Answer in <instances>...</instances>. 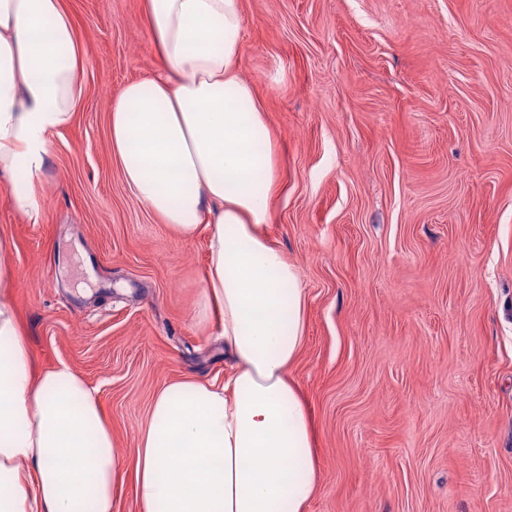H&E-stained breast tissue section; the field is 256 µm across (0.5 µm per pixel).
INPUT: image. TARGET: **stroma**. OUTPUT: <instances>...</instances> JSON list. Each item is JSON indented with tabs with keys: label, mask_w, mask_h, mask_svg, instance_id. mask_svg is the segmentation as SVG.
I'll return each mask as SVG.
<instances>
[{
	"label": "stroma",
	"mask_w": 512,
	"mask_h": 512,
	"mask_svg": "<svg viewBox=\"0 0 512 512\" xmlns=\"http://www.w3.org/2000/svg\"><path fill=\"white\" fill-rule=\"evenodd\" d=\"M81 97L40 211L0 181L14 300L38 368L97 389L123 461L155 394L223 382L194 320L209 229L182 239L126 187L109 113L156 71L143 0H63ZM284 186L267 226L307 295L289 369L318 486L305 512H512V0H243Z\"/></svg>",
	"instance_id": "1"
}]
</instances>
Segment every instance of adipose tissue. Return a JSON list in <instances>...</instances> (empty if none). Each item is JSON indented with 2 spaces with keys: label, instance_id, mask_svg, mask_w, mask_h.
Returning a JSON list of instances; mask_svg holds the SVG:
<instances>
[{
  "label": "adipose tissue",
  "instance_id": "adipose-tissue-1",
  "mask_svg": "<svg viewBox=\"0 0 512 512\" xmlns=\"http://www.w3.org/2000/svg\"><path fill=\"white\" fill-rule=\"evenodd\" d=\"M158 71L109 114L133 195L183 238L211 228L195 318L232 355L223 384L183 379L154 398L132 460L142 512H304L318 485L306 403L288 375L304 342L297 271L266 227L275 143L238 74L241 0H143ZM81 55L62 0H0V177L29 220L51 134L68 125ZM0 238V512H112L122 465L95 391L67 362L36 369Z\"/></svg>",
  "mask_w": 512,
  "mask_h": 512
}]
</instances>
